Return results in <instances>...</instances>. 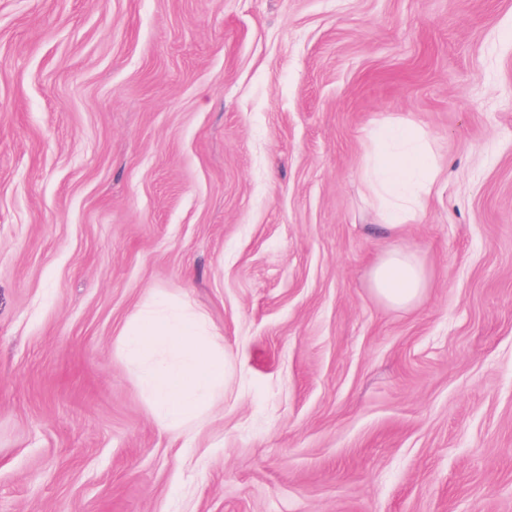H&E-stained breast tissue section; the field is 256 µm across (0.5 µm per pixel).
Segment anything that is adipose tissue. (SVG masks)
I'll use <instances>...</instances> for the list:
<instances>
[{
  "mask_svg": "<svg viewBox=\"0 0 512 512\" xmlns=\"http://www.w3.org/2000/svg\"><path fill=\"white\" fill-rule=\"evenodd\" d=\"M373 148L363 180L385 215L388 231L416 216L442 179V164L424 130L414 121L394 119L369 131ZM428 286L424 267L402 247L378 256L370 287L382 302L408 308ZM128 357L140 367V382L162 424L179 430L199 420L224 393L228 363L222 348L187 306L157 299L140 307L121 333Z\"/></svg>",
  "mask_w": 512,
  "mask_h": 512,
  "instance_id": "obj_1",
  "label": "adipose tissue"
}]
</instances>
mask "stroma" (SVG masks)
<instances>
[{"label":"stroma","instance_id":"35a3bbf8","mask_svg":"<svg viewBox=\"0 0 512 512\" xmlns=\"http://www.w3.org/2000/svg\"><path fill=\"white\" fill-rule=\"evenodd\" d=\"M397 117L445 173L394 235ZM155 294L224 340L202 426L126 361ZM0 512H512V0H0ZM373 148L366 154L363 180L385 228L395 232L416 216L442 179L441 161L424 130L414 121L394 119L369 131ZM428 276L413 254L400 246L377 257L370 273V287L382 302L396 308L417 303L428 288Z\"/></svg>","mask_w":512,"mask_h":512}]
</instances>
